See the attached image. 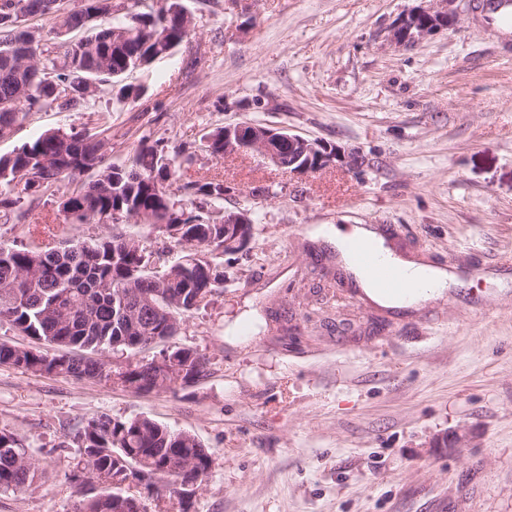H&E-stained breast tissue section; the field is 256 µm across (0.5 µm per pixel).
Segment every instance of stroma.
Wrapping results in <instances>:
<instances>
[{
  "instance_id": "stroma-1",
  "label": "stroma",
  "mask_w": 512,
  "mask_h": 512,
  "mask_svg": "<svg viewBox=\"0 0 512 512\" xmlns=\"http://www.w3.org/2000/svg\"><path fill=\"white\" fill-rule=\"evenodd\" d=\"M473 0L415 45L389 35L419 0H183L187 41L80 109L31 112L0 155L48 130L102 133L107 162L141 141L196 148L168 193L222 180L252 236L211 253L223 288L185 314L170 347L206 374L137 393L102 380L0 365V431L39 476L0 490V512H73L76 437L106 413L148 416L195 435L211 468L186 501L162 492L148 512H512V31ZM141 86L118 100L121 84ZM240 121L288 128L359 155L300 177L255 155L214 158L209 133ZM265 187L269 196L253 191ZM54 196L0 212V244L93 243L108 224H71ZM322 224H388L398 253L456 276L445 295L384 308L357 291ZM334 275L341 301L314 289ZM470 431L462 445L447 435Z\"/></svg>"
}]
</instances>
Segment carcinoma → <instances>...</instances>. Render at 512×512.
<instances>
[{"label":"carcinoma","mask_w":512,"mask_h":512,"mask_svg":"<svg viewBox=\"0 0 512 512\" xmlns=\"http://www.w3.org/2000/svg\"><path fill=\"white\" fill-rule=\"evenodd\" d=\"M116 0H80L68 11L48 13L42 0H0V138L23 121L29 112L56 106L75 108L49 98L48 81L81 84L119 80L134 69H144L171 54L187 39L185 8L172 0V16L149 10L119 13ZM57 20L59 46L52 48L31 39V33L1 21L16 12ZM85 28L91 34L74 40ZM18 100L9 112L3 105ZM106 144L98 133L67 134L48 131L34 142L0 157V209L18 199L13 187L27 194L52 195L68 178L74 188L59 204L71 224L100 223L115 211L133 214L150 229L177 227L181 238L200 251L236 254L244 247L224 246V237L252 235V225L224 224V211L215 201L224 199V181H189L182 189L190 207L177 205L165 192L176 176L175 157L165 148L143 143L130 162L105 163ZM94 168L91 179H77L75 170ZM161 280L149 267L133 238L112 227V234L93 244L78 243L63 249H27L0 245V321L6 320L41 348L0 343V365L26 372L54 374L78 380L110 377L105 362L69 353H103L114 347H146L145 336H174L181 315L198 308L196 299L224 285V274L210 261H178L164 267ZM169 358L190 367L189 382L204 376L206 364L192 349L175 348ZM129 379L138 391L171 390L174 381L158 380L149 362L129 366ZM80 456L71 472L81 486L94 482L100 491L83 494L75 512H134V497L112 490V477L125 467H136L142 479L165 481L171 497H181L180 479H198L211 466V454L188 433H175L143 416L115 420L103 414L79 435ZM38 477V467L23 444L0 431V489L27 491Z\"/></svg>","instance_id":"1"}]
</instances>
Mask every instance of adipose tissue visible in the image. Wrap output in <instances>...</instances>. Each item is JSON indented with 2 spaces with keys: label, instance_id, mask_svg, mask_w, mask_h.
I'll return each mask as SVG.
<instances>
[{
  "label": "adipose tissue",
  "instance_id": "adipose-tissue-1",
  "mask_svg": "<svg viewBox=\"0 0 512 512\" xmlns=\"http://www.w3.org/2000/svg\"><path fill=\"white\" fill-rule=\"evenodd\" d=\"M317 235L326 237L336 248L337 258L341 264L351 271L365 294L377 303L388 307H405L412 300L404 294L386 292L378 287L370 275L360 269L352 261L353 248L364 241L373 243L382 252L389 264L401 271L405 278L413 283L421 284V297L442 294L452 280L445 270L426 264L405 259L386 246L379 232L367 224H325L316 230Z\"/></svg>",
  "mask_w": 512,
  "mask_h": 512
}]
</instances>
